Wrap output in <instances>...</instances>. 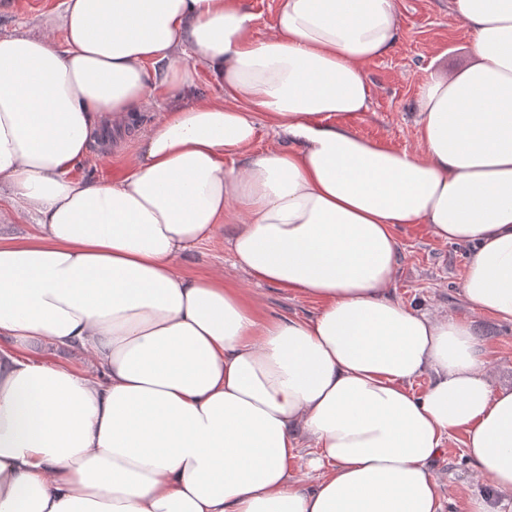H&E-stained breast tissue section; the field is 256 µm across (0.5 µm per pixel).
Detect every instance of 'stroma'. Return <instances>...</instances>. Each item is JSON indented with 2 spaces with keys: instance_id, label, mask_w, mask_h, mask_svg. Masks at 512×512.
Here are the masks:
<instances>
[{
  "instance_id": "obj_1",
  "label": "stroma",
  "mask_w": 512,
  "mask_h": 512,
  "mask_svg": "<svg viewBox=\"0 0 512 512\" xmlns=\"http://www.w3.org/2000/svg\"><path fill=\"white\" fill-rule=\"evenodd\" d=\"M62 0H0V35L39 34L53 30L62 36L59 15ZM400 37L387 55L369 61L365 74L370 105L357 115L337 116V124L358 135L395 147L418 148L413 102L424 79L439 67L455 68L469 59L470 34L451 12L449 0H397ZM137 132H112L109 146L92 145L71 170V177L112 180L125 171L128 156L137 146ZM400 265L393 290L404 304L424 311H450L469 321L483 342L494 383L512 386V325L470 309L458 289L465 273V248L434 239L425 225L410 224L398 233ZM182 265L190 272L223 267L225 276L241 283L275 315L303 316L313 309L310 301L291 299L275 286L250 280L232 266L224 238H214L189 252ZM448 512H459L462 502L480 494L464 454V435L448 438L432 466Z\"/></svg>"
}]
</instances>
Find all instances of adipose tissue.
Returning a JSON list of instances; mask_svg holds the SVG:
<instances>
[{
  "instance_id": "1",
  "label": "adipose tissue",
  "mask_w": 512,
  "mask_h": 512,
  "mask_svg": "<svg viewBox=\"0 0 512 512\" xmlns=\"http://www.w3.org/2000/svg\"><path fill=\"white\" fill-rule=\"evenodd\" d=\"M451 9L472 60L421 85L413 152L333 122L368 110L396 0H279L262 38L244 0H63V40L0 35V224L38 226L0 234V512H443L459 432L512 493V386L466 320L392 290L396 231L423 224L512 325V0ZM202 67L223 97L191 96ZM161 93L121 178H71ZM262 120L287 148L254 151ZM222 234L313 311L182 271ZM37 340L96 375L22 357Z\"/></svg>"
}]
</instances>
